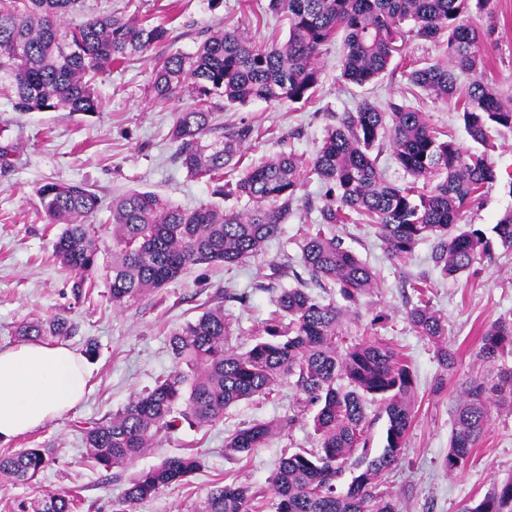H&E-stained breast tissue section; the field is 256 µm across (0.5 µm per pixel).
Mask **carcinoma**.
I'll return each mask as SVG.
<instances>
[{
    "label": "carcinoma",
    "instance_id": "obj_1",
    "mask_svg": "<svg viewBox=\"0 0 512 512\" xmlns=\"http://www.w3.org/2000/svg\"><path fill=\"white\" fill-rule=\"evenodd\" d=\"M492 0H268L274 13L288 20V40L279 46L256 45L236 29L206 38L189 55L174 53L156 60L150 91L164 105L192 90L193 108L175 113L170 138L173 161L187 176L205 178L213 195L224 197V170L239 167L243 144L265 135L244 124L224 128L216 122L211 98L229 106L254 100L275 104L310 102L319 84L315 66L320 49L342 43L341 76L363 85L388 68L396 44L406 33L442 41L448 63H429L410 72L411 84L437 97H459L457 110L472 141L481 149L465 154L455 140L440 136L425 116L401 103L383 112L369 101L336 116L322 146L309 163L324 184V204L317 223L301 236L298 285L283 288L276 310L241 352L229 344L231 325L224 307L203 309L193 321L172 332L169 345L176 369L133 397L101 422L85 428L88 462L121 470L153 447L161 434L183 426L200 428L224 410L255 396H268L291 378L299 407L314 411L317 448L282 456L270 478L277 512H397L379 487L383 475L402 457L414 421L415 374L402 351L377 334L385 315L377 313L356 333L343 328L345 311L308 291L312 282L337 290L351 312L370 294L377 273L333 233L338 224L371 222L389 258L402 261L417 245L435 239L431 260L441 274L456 278L479 260L492 256L488 233L460 223L464 211L493 183L488 160L493 128L512 131V103L482 79L485 61L479 43L494 27L469 23L473 13L492 14ZM84 0H0V91L10 93L18 112L100 111L96 80L112 65L129 62L169 40L171 31L136 17L95 13L66 29L63 19ZM470 76L460 91L458 75ZM389 134L394 156L411 181L387 182L372 152ZM303 163L291 153L250 162L241 170L234 192L247 197L245 211L212 203L192 209L171 205L156 193L131 190L112 198V266L109 291L122 307L164 287L193 266L231 268L258 255L280 234L281 223L298 201ZM51 224L64 228L53 244L62 267L74 273L79 296L98 267L97 240L89 218L101 199L82 182L55 181L38 189ZM512 250V210L491 228ZM417 301L406 308L412 329L435 347L441 365L452 367L443 319L430 302V283L413 282ZM76 326L66 318L28 321L17 334L36 339L71 336ZM512 319L486 328L476 359L487 373L467 382L454 414L448 456L450 472L463 471L487 432L494 413L512 410ZM378 401L387 417L385 444L371 453L366 436V402ZM288 422L243 426L224 447L242 457L263 447ZM54 459L47 448H22L0 454V481L27 483ZM192 453L169 457L139 472L112 512H133L138 502L182 481L200 468ZM355 470L344 491L336 481ZM74 495L53 493L37 504L20 501L14 512H75ZM267 503L243 485H214L196 512H265ZM460 512H512V476L493 481L485 495Z\"/></svg>",
    "mask_w": 512,
    "mask_h": 512
}]
</instances>
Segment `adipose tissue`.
Instances as JSON below:
<instances>
[{
	"instance_id": "1",
	"label": "adipose tissue",
	"mask_w": 512,
	"mask_h": 512,
	"mask_svg": "<svg viewBox=\"0 0 512 512\" xmlns=\"http://www.w3.org/2000/svg\"><path fill=\"white\" fill-rule=\"evenodd\" d=\"M89 376L69 347L27 342L0 350V438L40 427L75 408Z\"/></svg>"
}]
</instances>
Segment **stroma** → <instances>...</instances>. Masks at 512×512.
<instances>
[{
  "label": "stroma",
  "instance_id": "1",
  "mask_svg": "<svg viewBox=\"0 0 512 512\" xmlns=\"http://www.w3.org/2000/svg\"><path fill=\"white\" fill-rule=\"evenodd\" d=\"M267 4L268 0H85L83 12L68 17L66 26L109 10L169 21L171 38L160 49L98 78L102 108L96 114L18 112L10 101L0 98V146L11 148L8 167L0 168V349L21 344L16 334L21 323L57 315L77 327L74 335L64 339L73 351L83 353L90 341L98 346L88 360V391L80 404L32 432L0 441V454L43 446L52 449L54 456L53 463L32 482H0V512H13L15 501H37L56 492L77 494V512H112L113 500L124 494L136 473L185 453L197 454L202 469L188 481L163 488L139 503L135 512H194L218 481L247 485L267 498L269 479L282 453L315 448L312 415L300 413L299 394L289 381L271 395L228 408L212 425L161 435L132 466L115 474L89 465L82 432L84 425L115 413L156 378L175 369L169 336L204 307L223 305L232 325L231 343L244 349L273 310L280 288L296 284L293 273L301 268L299 234L304 225L316 222L323 203V189L314 177L304 181L280 235L241 266L189 268L164 288L122 307L112 303L105 271L112 261V219L107 207L112 196L133 189L153 191L191 208L214 200L206 180L187 177L172 160L176 146L169 129L174 115L191 107L194 100L185 93L165 106L153 101L150 84L156 58L162 53H194L207 37L224 29H240L259 44L285 42L288 24L267 12ZM492 11V16L472 18L479 27H496L480 47L484 80L511 99L512 0H493ZM444 51L441 43L407 38L387 71L359 86L342 81L341 48L332 42L316 60L320 82L311 102L277 106L256 100L229 108L218 96L212 103L224 127L245 121L265 128L264 138L246 143L249 160L284 151L311 159L336 114L355 110L364 101L383 108L392 102L412 106L462 150H471L475 144L459 121L453 100L422 93L409 80L413 68L443 59ZM491 140L489 160L497 179L462 217L463 223L484 229L512 209V132H492ZM57 180L85 182L104 202L91 219L98 235L100 267L79 298L72 293V274L51 257L61 227L48 223L36 195L40 185ZM336 233L378 274L377 288L358 309L360 323L384 313L386 320L378 333L406 354L417 379L407 446L380 489L399 512H460L464 504L482 498L494 479L512 474V411L506 409L495 413L473 463L463 473L444 468L456 402L466 380L478 370L475 354L481 334L498 319L512 318V251L496 248L493 261L477 262L470 272L452 279L434 269L433 241L420 243L408 259L393 261L370 225L340 224ZM283 263L290 265V272L272 278L273 267ZM422 275L431 282L432 305L446 324L448 348L455 360L450 372L439 365L433 344L418 336L405 318L406 300L413 295L411 283ZM228 291L234 294L229 301L224 298ZM240 292L246 293V300H237ZM291 416L295 424L250 457L238 458L224 446L240 427Z\"/></svg>",
  "mask_w": 512,
  "mask_h": 512
}]
</instances>
